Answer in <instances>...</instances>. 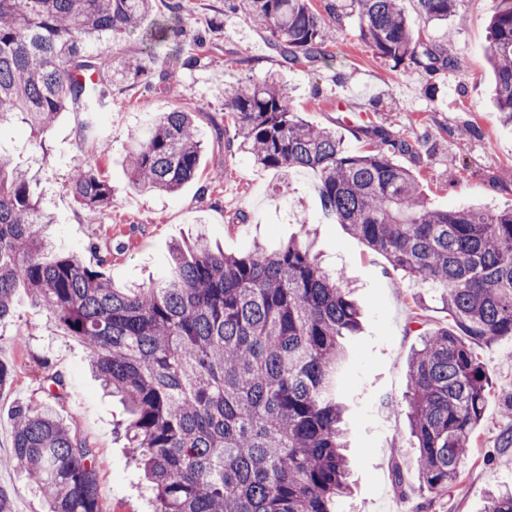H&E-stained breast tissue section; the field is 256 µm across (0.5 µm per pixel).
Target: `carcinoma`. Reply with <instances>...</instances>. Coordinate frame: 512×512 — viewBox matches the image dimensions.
Returning a JSON list of instances; mask_svg holds the SVG:
<instances>
[{
    "label": "carcinoma",
    "instance_id": "cac0c4a2",
    "mask_svg": "<svg viewBox=\"0 0 512 512\" xmlns=\"http://www.w3.org/2000/svg\"><path fill=\"white\" fill-rule=\"evenodd\" d=\"M457 0H416L433 23ZM360 36L393 67L456 70L447 50L415 37L402 0H350ZM233 8L269 30L291 63L323 55L336 0H237ZM154 0H0V128L20 121L43 145L56 118L78 108L97 123L112 104L104 59L89 45L153 23ZM488 60L495 103L512 124V0H495ZM97 73L98 81L80 76ZM240 141L263 168L312 170L323 216L383 256L410 288L435 293L447 326L423 335L408 363L404 403L418 442L420 478L439 492L457 484L480 424L487 375L476 348L512 340V209L431 207L416 175L396 161L421 140L362 127L367 148L293 112L273 76L224 95ZM131 186L175 193L196 174L203 140L195 113L151 115L132 135ZM68 189L91 215L112 207V183L91 166ZM49 224L26 171L0 150V326L26 289L125 406L128 447L143 470L154 512H338L348 490L341 380L344 340L361 313L310 251L291 241L226 255L204 238L176 245L149 284L116 288L73 252H53ZM63 380L45 377L46 399L12 410V463L40 493L45 512H102L95 451L50 402ZM485 512H512V491L488 495Z\"/></svg>",
    "mask_w": 512,
    "mask_h": 512
}]
</instances>
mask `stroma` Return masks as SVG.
<instances>
[{
  "label": "stroma",
  "mask_w": 512,
  "mask_h": 512,
  "mask_svg": "<svg viewBox=\"0 0 512 512\" xmlns=\"http://www.w3.org/2000/svg\"><path fill=\"white\" fill-rule=\"evenodd\" d=\"M155 17L175 29L162 48L142 33L101 42L112 81V107L96 125L81 110L61 113L45 148H36L27 127L0 131V147L28 172L32 192L52 217L57 248L102 264L113 285L123 288L155 277L174 242L204 234L225 253L243 255L254 243L274 247L296 238L335 272L364 311L354 341L356 361L344 388L357 398L348 427L349 494L339 512H482L488 489L512 487V447L501 434L512 404V341L480 348L488 377L484 418L475 429L461 469V487L446 492L424 488L416 465V441L399 403L407 364L421 337L447 325L441 301L425 293L412 297L400 274L386 273V260L339 224L321 223L318 179L313 171L288 176L257 166L226 141L235 127L224 111V93L249 76L272 73L286 89L294 112L322 127L338 128L345 145L363 149L354 128L377 125L408 137H424L418 156L401 157L417 176L431 207L455 209L480 203L512 208V127L493 99V75L486 65L488 22L493 0H459L447 25L425 23L415 0H403L405 14L421 40L444 45L466 61L463 71L433 77L393 68L362 40L358 17L343 11L326 43L324 58L292 65L256 27L224 0H184L171 18L165 0H155ZM203 34L196 46L193 32ZM198 53L196 67L182 65ZM149 57L152 91L116 72L129 55ZM197 112L204 142L198 175L176 194L137 192L129 183L125 157L130 137L148 114ZM93 165L114 189L112 207L91 219L67 189L75 168ZM222 174L220 187L210 185ZM13 325L0 329V361L13 367L0 386V458L12 453L11 412L21 402L41 399L46 371L65 380L56 402L58 418L94 448L106 512H152L151 494L129 454L123 427L126 411L103 394L88 370L82 345L52 330L45 312L18 290ZM0 488L12 494V512H43V502L24 474L0 468Z\"/></svg>",
  "instance_id": "1"
}]
</instances>
